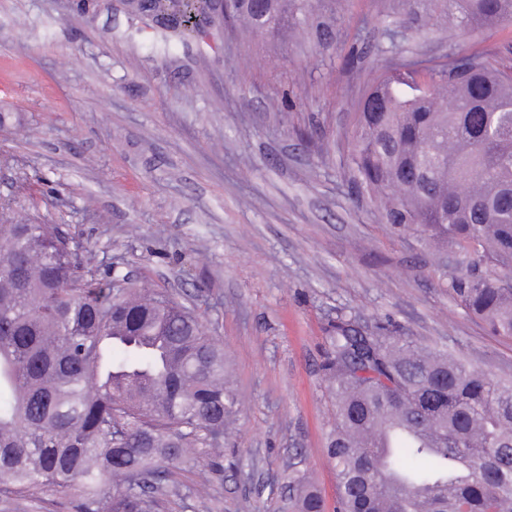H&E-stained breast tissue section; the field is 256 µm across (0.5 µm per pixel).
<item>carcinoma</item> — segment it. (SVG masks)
Returning a JSON list of instances; mask_svg holds the SVG:
<instances>
[{"label": "carcinoma", "instance_id": "carcinoma-1", "mask_svg": "<svg viewBox=\"0 0 512 512\" xmlns=\"http://www.w3.org/2000/svg\"><path fill=\"white\" fill-rule=\"evenodd\" d=\"M427 25L512 20V0H431ZM316 0H250L232 21L270 39L305 33ZM178 45L210 28L211 0H149ZM495 50L389 61L354 118V186L399 233L462 266L448 293L512 337V68ZM322 365L339 512H512V383L339 313ZM239 405L224 348L166 290L103 268L59 224L0 202V497L54 491L73 512H167L169 467L218 454ZM299 512H324L293 471Z\"/></svg>", "mask_w": 512, "mask_h": 512}]
</instances>
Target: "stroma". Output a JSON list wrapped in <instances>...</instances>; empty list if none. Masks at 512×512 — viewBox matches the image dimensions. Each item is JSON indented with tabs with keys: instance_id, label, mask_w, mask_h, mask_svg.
I'll list each match as a JSON object with an SVG mask.
<instances>
[{
	"instance_id": "35a3bbf8",
	"label": "stroma",
	"mask_w": 512,
	"mask_h": 512,
	"mask_svg": "<svg viewBox=\"0 0 512 512\" xmlns=\"http://www.w3.org/2000/svg\"><path fill=\"white\" fill-rule=\"evenodd\" d=\"M394 0H336L337 39L270 41L225 25L165 51L123 0H0V200L59 224L103 263L193 304L224 346L241 401L224 454L173 469L170 512H296L291 471L336 512L333 398L321 364L343 313L390 320L512 380V339L448 294L419 234L394 233L352 188L345 154L364 90L405 28V57L490 47L512 65V22L415 27ZM373 44L345 59L357 30Z\"/></svg>"
}]
</instances>
